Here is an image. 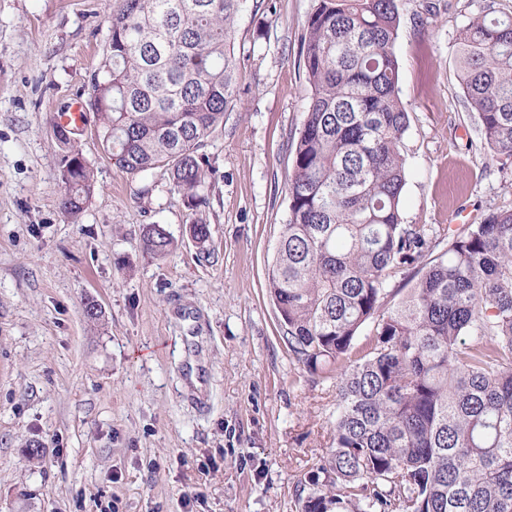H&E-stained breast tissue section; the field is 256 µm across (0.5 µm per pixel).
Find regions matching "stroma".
Returning a JSON list of instances; mask_svg holds the SVG:
<instances>
[{"mask_svg": "<svg viewBox=\"0 0 512 512\" xmlns=\"http://www.w3.org/2000/svg\"><path fill=\"white\" fill-rule=\"evenodd\" d=\"M315 4L247 0L238 103L205 142L206 202L192 208L165 169L113 165L87 107L117 0H0V512H301L331 444L336 380L289 353L267 272L288 221ZM398 5L402 211L426 227L430 261L457 210L476 224L512 208V160L482 146L456 63L460 30L512 16V0ZM76 102L85 124L66 146L56 117ZM68 147L95 175L75 218L61 207ZM150 224L169 233L166 256L144 249ZM181 308L200 316V390L182 377Z\"/></svg>", "mask_w": 512, "mask_h": 512, "instance_id": "1", "label": "stroma"}]
</instances>
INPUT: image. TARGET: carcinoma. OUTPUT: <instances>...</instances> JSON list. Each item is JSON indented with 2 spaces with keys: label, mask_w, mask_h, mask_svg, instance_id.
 <instances>
[{
  "label": "carcinoma",
  "mask_w": 512,
  "mask_h": 512,
  "mask_svg": "<svg viewBox=\"0 0 512 512\" xmlns=\"http://www.w3.org/2000/svg\"><path fill=\"white\" fill-rule=\"evenodd\" d=\"M246 0H119L91 101L104 151L129 174L163 167L195 204L200 150L237 102L235 18ZM397 0H318L302 53L311 89L268 271L288 350L336 374L332 448L302 512H512V209L448 229L447 258L385 310L392 270L428 248L404 223L408 115ZM458 78L484 147L512 159V17L459 34ZM60 159L66 214L93 189ZM162 257L172 240L144 235ZM376 334L356 344L361 328Z\"/></svg>",
  "instance_id": "cac0c4a2"
}]
</instances>
